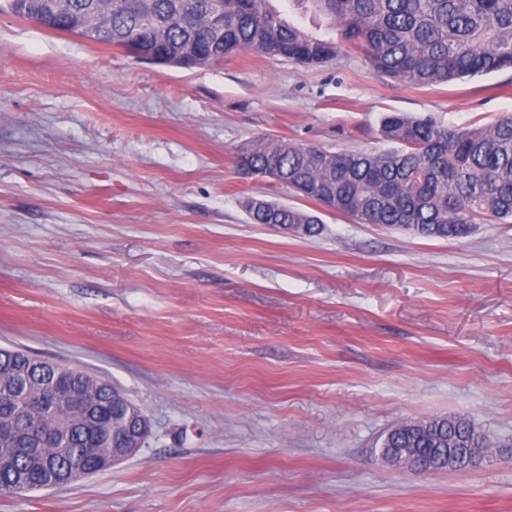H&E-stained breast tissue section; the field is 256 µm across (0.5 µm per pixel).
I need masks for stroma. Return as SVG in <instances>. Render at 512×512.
Returning <instances> with one entry per match:
<instances>
[{"label":"stroma","mask_w":512,"mask_h":512,"mask_svg":"<svg viewBox=\"0 0 512 512\" xmlns=\"http://www.w3.org/2000/svg\"><path fill=\"white\" fill-rule=\"evenodd\" d=\"M485 126L512 70L413 87L359 53L180 68L0 13V348L109 380L139 452L0 512H512V224L424 238L320 212L236 152L389 150L384 114ZM319 214L299 238L246 197ZM500 446L474 468L377 462L404 420Z\"/></svg>","instance_id":"35a3bbf8"}]
</instances>
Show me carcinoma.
I'll use <instances>...</instances> for the list:
<instances>
[{
	"label": "carcinoma",
	"mask_w": 512,
	"mask_h": 512,
	"mask_svg": "<svg viewBox=\"0 0 512 512\" xmlns=\"http://www.w3.org/2000/svg\"><path fill=\"white\" fill-rule=\"evenodd\" d=\"M326 20L327 32L306 31L272 8L270 0H220L224 48L211 49L215 0H69L71 11L105 15L95 42L150 52L161 41L195 50L202 66L239 51L283 57L303 65L326 62L343 49L362 52L378 71L409 85L426 87L468 76L512 69V0H296ZM9 11L38 27L59 30L41 12V0H4ZM381 137L397 148L385 152H330L286 139L260 137L238 150L237 166L273 176L278 185L316 204L331 196L336 211L425 238L461 239L487 217L512 219V117L484 127L445 126L400 112L384 116ZM279 224H300L302 235H320V219L284 205ZM30 355L0 350V495L63 487L97 471L108 449L86 430L84 410L95 408L116 435L136 413L124 393L77 370L65 397L39 409V441L15 413L21 396L17 375ZM491 448L494 442L466 420L434 418L420 426L399 424L391 447L414 448L426 467L444 469L448 450Z\"/></svg>",
	"instance_id": "carcinoma-1"
}]
</instances>
